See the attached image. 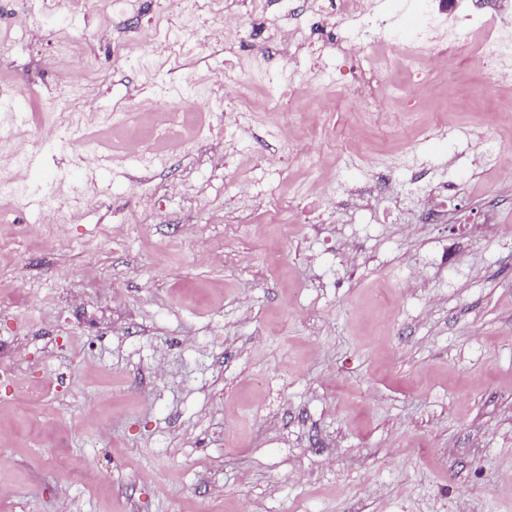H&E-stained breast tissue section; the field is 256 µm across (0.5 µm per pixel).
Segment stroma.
Instances as JSON below:
<instances>
[{
	"label": "stroma",
	"mask_w": 512,
	"mask_h": 512,
	"mask_svg": "<svg viewBox=\"0 0 512 512\" xmlns=\"http://www.w3.org/2000/svg\"><path fill=\"white\" fill-rule=\"evenodd\" d=\"M308 0H234L233 46L218 20L179 18L163 0L103 16L97 0L66 17L57 0H0V69L24 95L0 122H24L33 166L21 225H39L42 194L65 175L88 196L55 238L0 263V512H512V115L482 93L461 60L424 94L413 124L347 134L312 108L288 127L291 162L268 125L233 141L214 82L288 85L274 31ZM190 37L192 52L143 44L151 27ZM86 46L79 65L100 112L143 110L151 137L171 98L199 124L160 157L102 165L39 140L56 29ZM493 141L495 165L473 163L471 139ZM326 162V189L304 224L270 223L272 197L306 193ZM403 187L450 196L438 221L407 203L394 223L375 193L383 166ZM373 196L351 208L337 185ZM362 262L339 265L337 235ZM427 264L432 284L405 281ZM87 459L89 479L67 464Z\"/></svg>",
	"instance_id": "obj_1"
}]
</instances>
